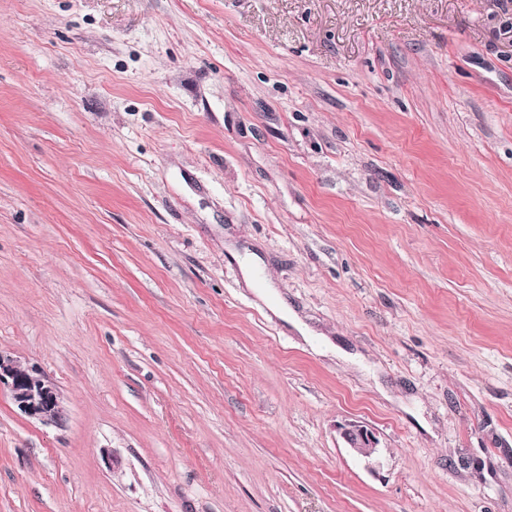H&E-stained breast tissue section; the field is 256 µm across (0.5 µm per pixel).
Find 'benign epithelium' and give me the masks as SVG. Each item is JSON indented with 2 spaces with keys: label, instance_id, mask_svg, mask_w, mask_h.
<instances>
[{
  "label": "benign epithelium",
  "instance_id": "1",
  "mask_svg": "<svg viewBox=\"0 0 512 512\" xmlns=\"http://www.w3.org/2000/svg\"><path fill=\"white\" fill-rule=\"evenodd\" d=\"M9 388L12 399L24 414L45 423L59 424L64 418L59 392L49 378L36 368H23L0 351V386ZM341 436L357 455L374 460L380 452L375 432L364 425L350 423Z\"/></svg>",
  "mask_w": 512,
  "mask_h": 512
}]
</instances>
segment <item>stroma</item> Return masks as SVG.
<instances>
[{
	"mask_svg": "<svg viewBox=\"0 0 512 512\" xmlns=\"http://www.w3.org/2000/svg\"><path fill=\"white\" fill-rule=\"evenodd\" d=\"M0 351V512H512V0H0ZM7 385L12 399L24 414L45 423L59 424L64 418L59 392L36 368H22L0 351V387ZM341 436L347 445L357 455L374 460L380 452L379 439L375 432L364 425L350 423L341 428Z\"/></svg>",
	"mask_w": 512,
	"mask_h": 512,
	"instance_id": "stroma-1",
	"label": "stroma"
}]
</instances>
